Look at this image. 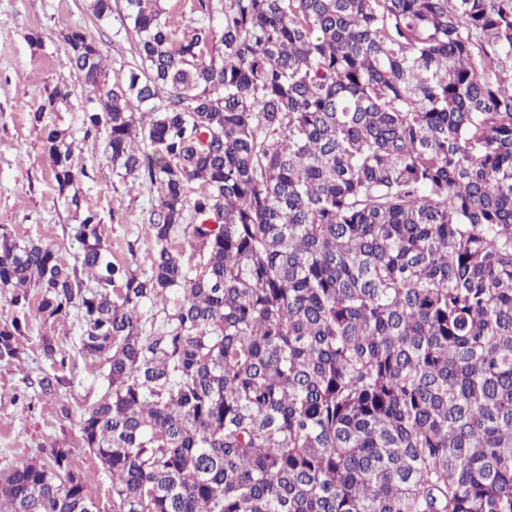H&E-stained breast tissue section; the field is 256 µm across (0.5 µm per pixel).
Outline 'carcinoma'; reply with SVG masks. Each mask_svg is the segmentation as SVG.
Segmentation results:
<instances>
[{
  "mask_svg": "<svg viewBox=\"0 0 512 512\" xmlns=\"http://www.w3.org/2000/svg\"><path fill=\"white\" fill-rule=\"evenodd\" d=\"M127 5L124 79L62 38L99 93L84 136L157 191L148 268L57 128L75 263L0 226V361L30 313L76 312L112 512H512V0H191L182 29ZM42 353L54 397L66 353ZM92 480L52 446L0 473V512H99Z\"/></svg>",
  "mask_w": 512,
  "mask_h": 512,
  "instance_id": "obj_1",
  "label": "carcinoma"
}]
</instances>
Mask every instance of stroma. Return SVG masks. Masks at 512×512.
<instances>
[{
    "label": "stroma",
    "instance_id": "stroma-1",
    "mask_svg": "<svg viewBox=\"0 0 512 512\" xmlns=\"http://www.w3.org/2000/svg\"><path fill=\"white\" fill-rule=\"evenodd\" d=\"M89 0H0V225L14 234L60 248L66 263L75 251L68 225L79 216L61 200L51 161L43 150L44 130H68L74 159L88 172L80 188L83 205L99 211L103 237L114 256L140 272L149 265L151 248L148 190L119 182L104 157V141L84 138L82 119L97 95L72 66L62 42L66 28L81 26L95 35L111 80H122L137 59L134 35L125 32L121 16L125 0H112L110 20L97 21L87 10ZM68 86L69 103L46 112L42 124L31 114L55 86ZM81 334L77 317L64 323L32 318L23 341L25 366L0 362V470L22 458H37L56 445L70 448L75 465L95 478L93 495L101 512H112V484L98 458L77 447L81 404L102 393L99 364L78 355ZM53 337L70 360L64 371L67 385L59 399L41 397L35 382L50 363L41 351L42 337ZM70 416H61L59 404Z\"/></svg>",
    "mask_w": 512,
    "mask_h": 512
}]
</instances>
